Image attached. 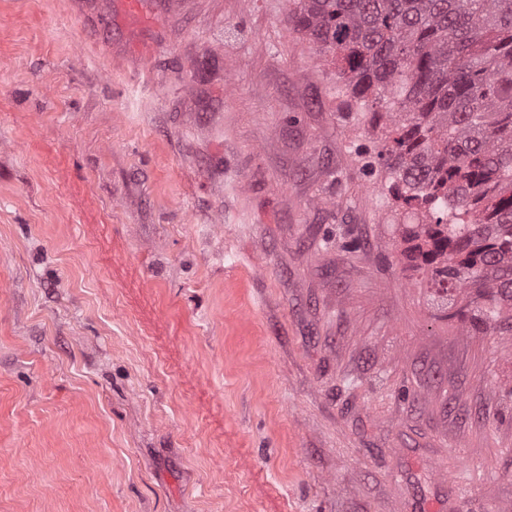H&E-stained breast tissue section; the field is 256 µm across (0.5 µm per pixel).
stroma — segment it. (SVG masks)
<instances>
[{
    "instance_id": "35a3bbf8",
    "label": "stroma",
    "mask_w": 512,
    "mask_h": 512,
    "mask_svg": "<svg viewBox=\"0 0 512 512\" xmlns=\"http://www.w3.org/2000/svg\"><path fill=\"white\" fill-rule=\"evenodd\" d=\"M292 9L142 70L120 0H0V512H512V332L436 318Z\"/></svg>"
}]
</instances>
